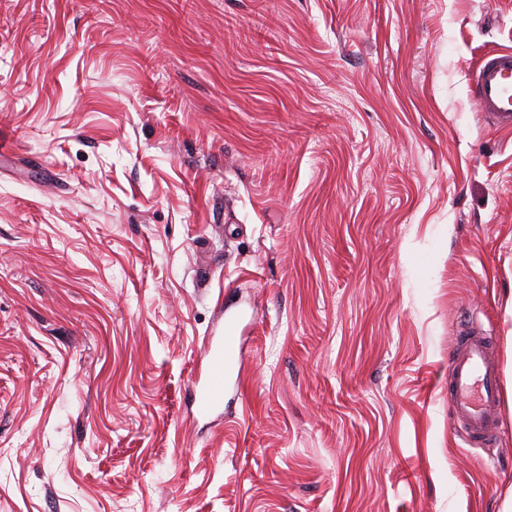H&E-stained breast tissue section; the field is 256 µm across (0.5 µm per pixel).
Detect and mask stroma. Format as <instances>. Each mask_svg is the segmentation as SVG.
<instances>
[{
  "label": "stroma",
  "mask_w": 512,
  "mask_h": 512,
  "mask_svg": "<svg viewBox=\"0 0 512 512\" xmlns=\"http://www.w3.org/2000/svg\"><path fill=\"white\" fill-rule=\"evenodd\" d=\"M512 0H0V512H502L448 412L512 346ZM245 314L238 387L187 390ZM469 92L489 125L512 129V50L484 54L471 69ZM448 361L452 425L470 444L497 440L502 428V378L497 336L478 321L460 322Z\"/></svg>",
  "instance_id": "35a3bbf8"
}]
</instances>
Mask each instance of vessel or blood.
<instances>
[{
  "instance_id": "b4317fda",
  "label": "vessel or blood",
  "mask_w": 512,
  "mask_h": 512,
  "mask_svg": "<svg viewBox=\"0 0 512 512\" xmlns=\"http://www.w3.org/2000/svg\"><path fill=\"white\" fill-rule=\"evenodd\" d=\"M469 92L486 122L512 129V50L484 54L472 67ZM496 336L474 319L460 322L448 361V407L452 425L469 443L496 440L502 428V378ZM241 344L236 323L206 353L203 369L191 382L195 414L208 416L224 408V386Z\"/></svg>"
}]
</instances>
